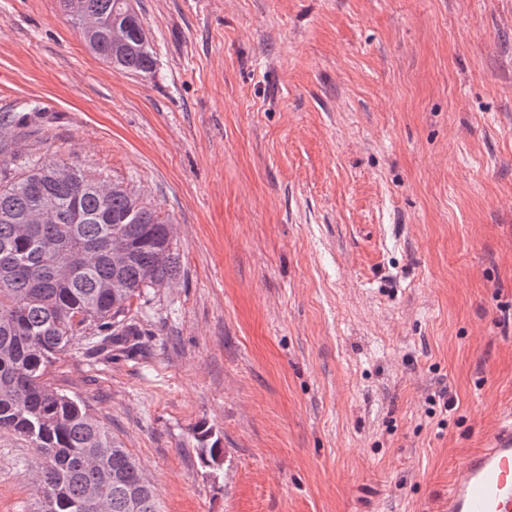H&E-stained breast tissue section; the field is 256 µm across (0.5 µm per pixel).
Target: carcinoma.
<instances>
[{
	"mask_svg": "<svg viewBox=\"0 0 512 512\" xmlns=\"http://www.w3.org/2000/svg\"><path fill=\"white\" fill-rule=\"evenodd\" d=\"M88 50L112 68L152 74L157 57L129 0H59ZM0 181V431L35 449V481L50 493L39 512H161L154 485L84 403L45 382L56 355L75 343L88 355L139 350L134 300L179 279L176 248L135 190L80 168L22 161ZM41 199L53 213L37 218ZM125 262L112 263L111 243ZM204 465L224 456L212 431L195 430Z\"/></svg>",
	"mask_w": 512,
	"mask_h": 512,
	"instance_id": "carcinoma-1",
	"label": "carcinoma"
}]
</instances>
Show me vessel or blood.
I'll use <instances>...</instances> for the list:
<instances>
[{
    "mask_svg": "<svg viewBox=\"0 0 512 512\" xmlns=\"http://www.w3.org/2000/svg\"><path fill=\"white\" fill-rule=\"evenodd\" d=\"M446 512H512V416L465 460Z\"/></svg>",
    "mask_w": 512,
    "mask_h": 512,
    "instance_id": "1",
    "label": "vessel or blood"
}]
</instances>
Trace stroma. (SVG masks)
Here are the masks:
<instances>
[{"instance_id":"obj_1","label":"stroma","mask_w":512,"mask_h":512,"mask_svg":"<svg viewBox=\"0 0 512 512\" xmlns=\"http://www.w3.org/2000/svg\"><path fill=\"white\" fill-rule=\"evenodd\" d=\"M137 6L152 75L93 56L58 0H0V168L134 186L181 267L136 357L69 349L47 382L163 512H441L512 414V0ZM36 462L0 433V512H37ZM212 438V431L205 426H200L195 430V439L199 447V458L206 466L210 463H215L217 458L222 460L224 456V450L220 448L219 440L215 439L212 441Z\"/></svg>"}]
</instances>
